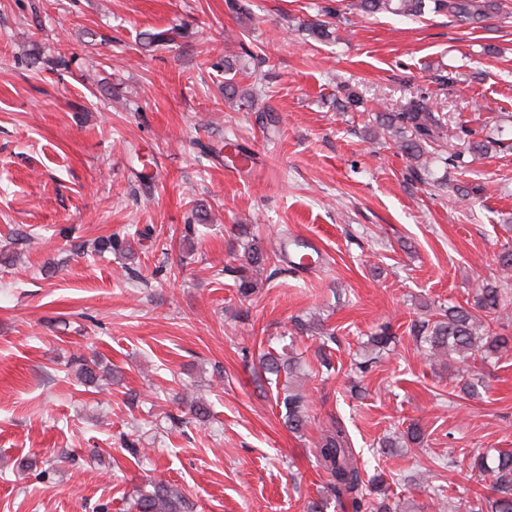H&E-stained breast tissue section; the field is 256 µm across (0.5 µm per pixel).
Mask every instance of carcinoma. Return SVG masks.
Here are the masks:
<instances>
[{
	"label": "carcinoma",
	"instance_id": "carcinoma-1",
	"mask_svg": "<svg viewBox=\"0 0 512 512\" xmlns=\"http://www.w3.org/2000/svg\"><path fill=\"white\" fill-rule=\"evenodd\" d=\"M446 12L453 21L462 25L481 24L496 15L504 13L498 0H347L345 9H336L338 21L350 25L349 15L356 12L362 16L390 13L404 17H419L426 12ZM304 31L317 41L334 37L335 27L326 21L304 25ZM237 69L227 62L224 64V99L240 105L253 107L255 96L244 95L234 81ZM358 94L346 88L342 97L336 100V108L353 111L363 106ZM448 121L444 114L434 111L426 97H412L406 102L377 112L376 125L370 130L372 137H390L396 148L408 160V172L415 179H421V172L428 171L430 162L445 168L463 170L471 160L486 155L495 146H504L496 135H486L481 141L471 139L473 132L465 136L467 147L448 151L443 148ZM244 258L252 267L273 263V257L264 255L254 244L245 248ZM512 307V290L490 283L479 282L473 288L472 301L467 306L452 305L437 315L412 323L414 338L426 344L427 359L440 362L444 357L456 356L462 360L479 352L481 359L499 358L512 350V336H499L492 332V323ZM319 356L321 366L331 371V358L326 354L328 344L336 342V336L328 328H319ZM260 365L265 372L287 376L296 370L293 358L285 359L270 352L262 354ZM281 416L288 428L299 431L308 419L309 401L300 392L286 391L277 400ZM315 458L318 467L328 476L326 499H333L340 507H349L351 512H395L389 502L388 487L384 476L377 472L369 479L363 478L365 467L360 457L351 448L349 436L342 423L330 418L318 442ZM469 468L478 476L488 474L492 482L487 494L477 498L484 503L476 512H512V451L498 450L494 454L482 453L474 456ZM135 512H185L187 502L182 491L168 483H158L153 490L139 495L133 504Z\"/></svg>",
	"mask_w": 512,
	"mask_h": 512
}]
</instances>
